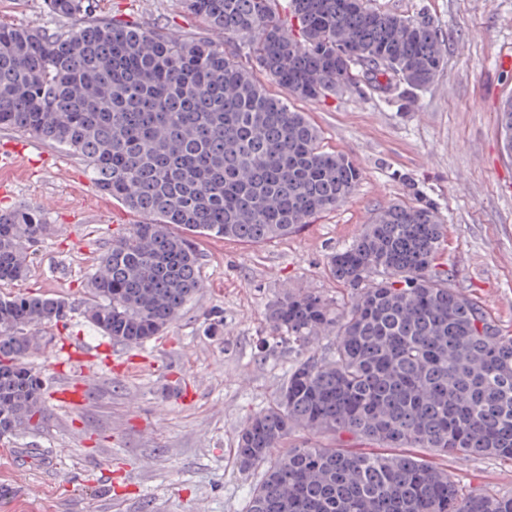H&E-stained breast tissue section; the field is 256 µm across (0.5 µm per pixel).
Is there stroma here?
<instances>
[{
	"instance_id": "stroma-1",
	"label": "stroma",
	"mask_w": 512,
	"mask_h": 512,
	"mask_svg": "<svg viewBox=\"0 0 512 512\" xmlns=\"http://www.w3.org/2000/svg\"><path fill=\"white\" fill-rule=\"evenodd\" d=\"M404 16H429L445 48L441 75L407 101L346 86L323 102L293 100L330 149L348 155L361 177L354 195L292 236L249 245L197 238L204 286L182 316L140 347L114 343L79 305L112 233L141 223L98 191L76 156L0 127V147L23 144L35 166L0 169V207L41 208L50 226L26 280L0 295L41 293L73 302L47 336L105 345L78 377L83 402L60 405L63 377L46 352L29 363L46 394L43 424L0 439V512H246L261 468L233 455L246 419L266 408L297 357L266 321L269 305L309 290L344 308L348 291L329 260L358 238L377 209L419 197L446 226L439 262L448 285L477 297L512 335V157L496 114L512 96V0H371ZM93 16L204 32L182 0H93ZM0 24L56 28L44 0H0ZM152 369L125 376L128 360ZM42 449L34 458L30 449ZM463 492L512 494V464L489 457L448 460Z\"/></svg>"
}]
</instances>
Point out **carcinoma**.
<instances>
[{"label": "carcinoma", "instance_id": "carcinoma-1", "mask_svg": "<svg viewBox=\"0 0 512 512\" xmlns=\"http://www.w3.org/2000/svg\"><path fill=\"white\" fill-rule=\"evenodd\" d=\"M70 25L0 26V125L79 156L95 187L146 218L112 236L87 281L83 314L111 340L139 346L174 322L203 287L193 236L261 244L344 203L360 172L323 149L288 97L324 100L363 83L402 96L444 67L424 16L379 12L367 0H186L224 35L91 17L90 0H45ZM512 156V97L497 112ZM42 211H0V282L27 277L48 232ZM445 225L426 200L382 208L332 256L350 290L341 314L309 291L268 308L271 330L299 357L274 403L234 448L263 467L247 512H512V495H463L448 472L410 455L303 445L294 429L512 462V336L437 269ZM73 310L61 297H0V436L43 423V383L29 337ZM334 347L308 350L319 334Z\"/></svg>", "mask_w": 512, "mask_h": 512}]
</instances>
